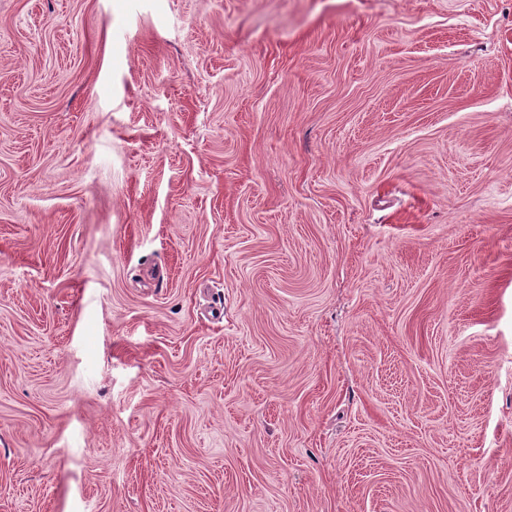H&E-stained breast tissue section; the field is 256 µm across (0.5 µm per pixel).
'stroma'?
<instances>
[{"mask_svg": "<svg viewBox=\"0 0 512 512\" xmlns=\"http://www.w3.org/2000/svg\"><path fill=\"white\" fill-rule=\"evenodd\" d=\"M0 512H512V0H0Z\"/></svg>", "mask_w": 512, "mask_h": 512, "instance_id": "stroma-1", "label": "stroma"}]
</instances>
